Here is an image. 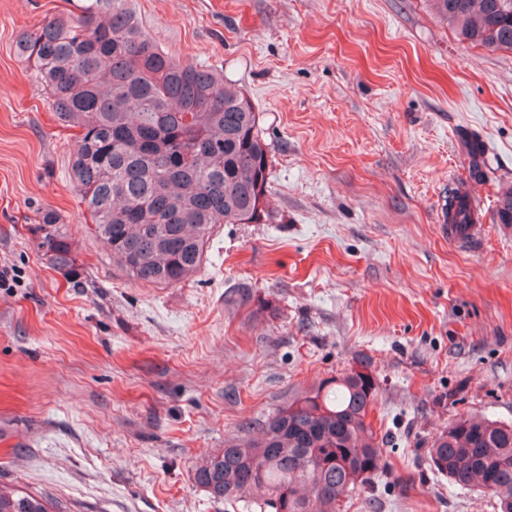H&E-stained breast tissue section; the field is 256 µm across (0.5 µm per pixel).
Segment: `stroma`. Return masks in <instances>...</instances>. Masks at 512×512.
Here are the masks:
<instances>
[{
  "label": "stroma",
  "mask_w": 512,
  "mask_h": 512,
  "mask_svg": "<svg viewBox=\"0 0 512 512\" xmlns=\"http://www.w3.org/2000/svg\"><path fill=\"white\" fill-rule=\"evenodd\" d=\"M85 0H0V483L69 512H244L193 474L299 393L371 374L383 471L342 512H497L430 441L512 422V52L462 41L429 0H126L169 55L223 71L262 115L263 217L219 225L175 286L129 281L92 234L72 138L16 41ZM486 148L469 177L465 136ZM466 186L484 230L441 235ZM61 215L83 281L32 229Z\"/></svg>",
  "instance_id": "stroma-1"
}]
</instances>
